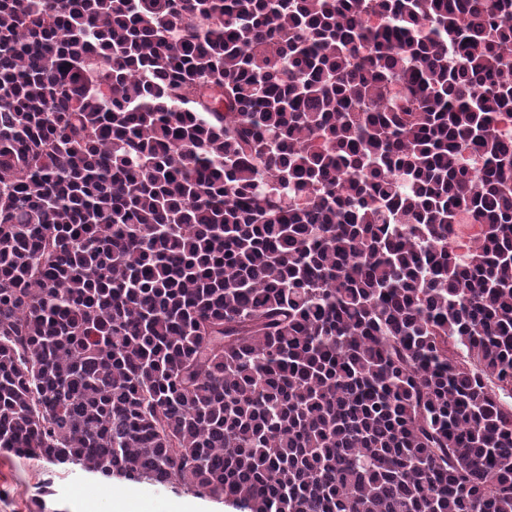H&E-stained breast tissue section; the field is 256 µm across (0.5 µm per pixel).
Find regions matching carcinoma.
Segmentation results:
<instances>
[{"instance_id": "obj_1", "label": "carcinoma", "mask_w": 512, "mask_h": 512, "mask_svg": "<svg viewBox=\"0 0 512 512\" xmlns=\"http://www.w3.org/2000/svg\"><path fill=\"white\" fill-rule=\"evenodd\" d=\"M511 74L512 0H0V450L512 512ZM479 228V224H477L470 215L465 212H460L458 214L455 225V238L453 242L456 254L463 256L466 253L467 250L463 249L460 246V243L475 238Z\"/></svg>"}]
</instances>
